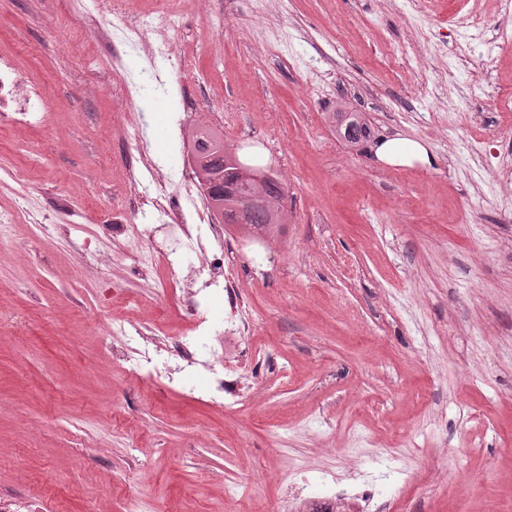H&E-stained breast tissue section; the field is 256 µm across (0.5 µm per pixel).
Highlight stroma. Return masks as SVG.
<instances>
[{"label":"stroma","instance_id":"stroma-1","mask_svg":"<svg viewBox=\"0 0 512 512\" xmlns=\"http://www.w3.org/2000/svg\"><path fill=\"white\" fill-rule=\"evenodd\" d=\"M474 14L483 37L457 25ZM499 0H188L167 92L126 106L97 30L64 0H0V51L43 83L52 119L0 128V164L29 181L42 224L0 245V495L43 512H226L229 488L308 512L331 474L358 469L387 512H512V48ZM113 88L89 92L97 73ZM196 102L185 117L176 100ZM364 113L350 147L329 116ZM272 166L288 222L259 241L229 227L224 273L259 356L224 366L227 408L186 371L168 389L113 357L112 322L213 340L224 299L185 308L197 259L156 277L105 228L126 160L187 165L198 116ZM142 140L122 145L117 126ZM429 163L391 166L386 138ZM171 285L159 291L156 280ZM317 425H309L311 416ZM402 456L414 476L388 472ZM377 155L389 165H412L415 161L429 160L427 148L420 142L393 138L380 144Z\"/></svg>","mask_w":512,"mask_h":512}]
</instances>
